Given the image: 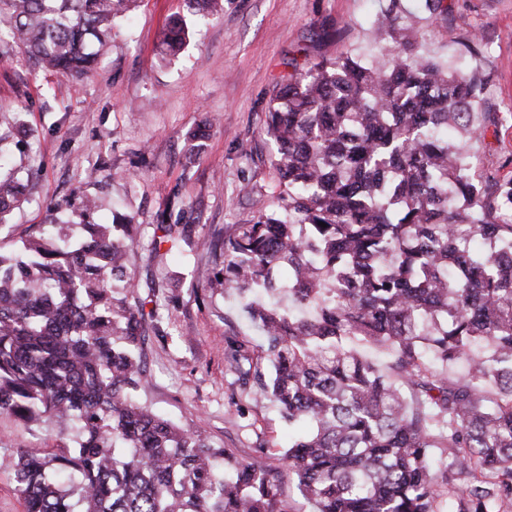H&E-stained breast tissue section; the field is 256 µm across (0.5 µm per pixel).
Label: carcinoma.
Instances as JSON below:
<instances>
[{
  "label": "carcinoma",
  "instance_id": "obj_1",
  "mask_svg": "<svg viewBox=\"0 0 512 512\" xmlns=\"http://www.w3.org/2000/svg\"><path fill=\"white\" fill-rule=\"evenodd\" d=\"M397 2L370 56L287 62L264 124L276 209L224 239L202 279L265 336L274 376L257 394L309 427L285 459L315 512H440L445 494L452 512H512V180L480 168L487 77L400 32ZM136 4L0 0V23L39 66L79 78ZM187 35L176 17L163 42L175 54ZM22 131L0 117V162ZM23 198L18 172L0 171V224ZM97 210L85 197L78 235L0 252V414L68 439L7 461L25 512H280L258 461L137 400L158 326L136 296L134 225L94 223ZM172 216L157 214L149 252L176 245ZM358 343L388 351V371ZM428 353L468 373H439ZM433 448L450 462L434 466Z\"/></svg>",
  "mask_w": 512,
  "mask_h": 512
}]
</instances>
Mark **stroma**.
<instances>
[{"label": "stroma", "instance_id": "obj_1", "mask_svg": "<svg viewBox=\"0 0 512 512\" xmlns=\"http://www.w3.org/2000/svg\"><path fill=\"white\" fill-rule=\"evenodd\" d=\"M447 15L424 20V0H400V22L420 29L430 56L461 62L466 39L483 52L490 83L482 109L497 115L479 150L483 169L512 178V0H446ZM389 0H224L205 21L188 17L178 54L163 53L169 18L184 0H139L119 21L94 70L82 79L47 72L10 38L0 39V109L19 113L25 146L15 156L27 178L25 201L0 224L10 249L46 227L54 207L77 195L97 198L96 222L134 216L142 251L134 260L140 296L161 298L160 335L150 336V378L139 392L154 412L180 425L202 423L209 439L235 456L259 459L279 483L281 512H312L289 475L284 451L294 433L275 405L230 363L243 348L270 375L263 338L237 301L203 288L196 271L210 265L216 239L271 210L279 175L261 127L273 90L295 48L334 58L370 54L372 25ZM202 132L205 148L190 151ZM185 226L176 250L149 257L156 214L167 202ZM57 429L0 415V512H24L6 467L15 449H55Z\"/></svg>", "mask_w": 512, "mask_h": 512}]
</instances>
